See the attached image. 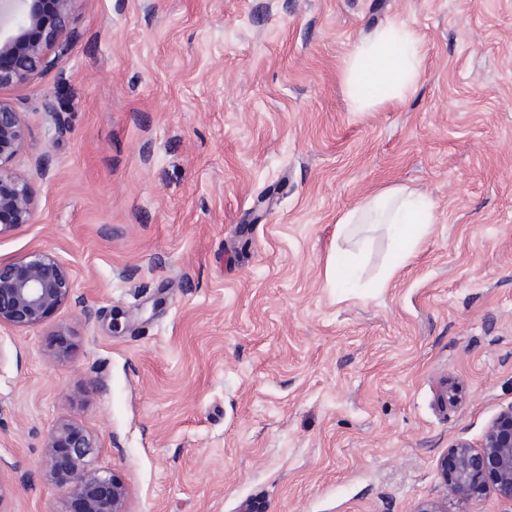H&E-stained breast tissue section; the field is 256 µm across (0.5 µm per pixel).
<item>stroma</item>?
<instances>
[{"label":"stroma","instance_id":"stroma-1","mask_svg":"<svg viewBox=\"0 0 512 512\" xmlns=\"http://www.w3.org/2000/svg\"><path fill=\"white\" fill-rule=\"evenodd\" d=\"M407 25L416 92L353 111L355 43ZM68 55L0 90L73 294L0 328V512H61L51 429L128 512H417L512 408V0H75ZM49 158L48 173L38 164ZM390 186L436 222L395 268ZM353 267L327 276L331 256ZM459 399L441 401L445 384ZM432 203L403 186L388 187L348 211L337 222L340 233L351 224H387L397 246V264L404 265L435 224Z\"/></svg>","mask_w":512,"mask_h":512}]
</instances>
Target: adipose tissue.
I'll use <instances>...</instances> for the list:
<instances>
[{
  "label": "adipose tissue",
  "instance_id": "adipose-tissue-1",
  "mask_svg": "<svg viewBox=\"0 0 512 512\" xmlns=\"http://www.w3.org/2000/svg\"><path fill=\"white\" fill-rule=\"evenodd\" d=\"M423 51L408 27L392 23L357 44L347 61L346 82L354 111L365 112L401 100L421 76ZM436 220L432 203L403 186L388 187L338 221L340 232L354 224H384L397 246V262L405 264Z\"/></svg>",
  "mask_w": 512,
  "mask_h": 512
}]
</instances>
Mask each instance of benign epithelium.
Returning a JSON list of instances; mask_svg holds the SVG:
<instances>
[{"instance_id":"1","label":"benign epithelium","mask_w":512,"mask_h":512,"mask_svg":"<svg viewBox=\"0 0 512 512\" xmlns=\"http://www.w3.org/2000/svg\"><path fill=\"white\" fill-rule=\"evenodd\" d=\"M75 0H54L43 21L44 0H0V90L18 86L70 50L68 21ZM27 134L23 116L0 99V234L32 223L35 201L28 179L12 169ZM67 267L54 255L36 251L21 262L0 260V326L34 328L72 296ZM96 443L74 422H61L48 434L45 479L65 492L62 512H127L128 491L114 474L89 466ZM457 512L486 492L512 506V408L488 427L482 447L459 441L440 462Z\"/></svg>"}]
</instances>
